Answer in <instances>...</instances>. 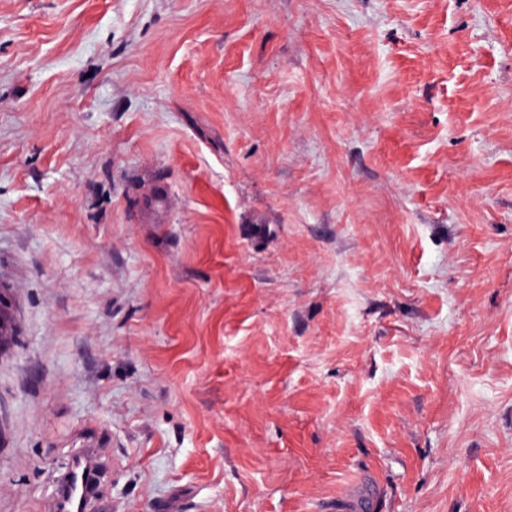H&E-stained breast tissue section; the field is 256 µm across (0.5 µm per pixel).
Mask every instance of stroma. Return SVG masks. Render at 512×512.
I'll use <instances>...</instances> for the list:
<instances>
[{"mask_svg": "<svg viewBox=\"0 0 512 512\" xmlns=\"http://www.w3.org/2000/svg\"><path fill=\"white\" fill-rule=\"evenodd\" d=\"M0 512H512V0H0ZM370 505L365 496L356 494L349 488L336 495V512H364Z\"/></svg>", "mask_w": 512, "mask_h": 512, "instance_id": "35a3bbf8", "label": "stroma"}]
</instances>
